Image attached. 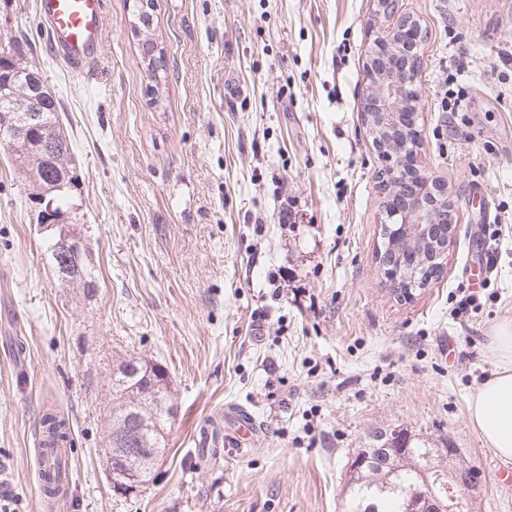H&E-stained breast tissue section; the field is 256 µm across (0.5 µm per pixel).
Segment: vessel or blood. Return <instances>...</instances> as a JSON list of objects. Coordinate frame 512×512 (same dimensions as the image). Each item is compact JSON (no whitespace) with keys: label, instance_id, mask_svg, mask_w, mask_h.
Instances as JSON below:
<instances>
[{"label":"vessel or blood","instance_id":"1","mask_svg":"<svg viewBox=\"0 0 512 512\" xmlns=\"http://www.w3.org/2000/svg\"><path fill=\"white\" fill-rule=\"evenodd\" d=\"M106 0H36L50 51L72 74L88 72L103 45Z\"/></svg>","mask_w":512,"mask_h":512}]
</instances>
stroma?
<instances>
[{
    "label": "stroma",
    "instance_id": "stroma-1",
    "mask_svg": "<svg viewBox=\"0 0 512 512\" xmlns=\"http://www.w3.org/2000/svg\"><path fill=\"white\" fill-rule=\"evenodd\" d=\"M396 4L425 32L420 164L457 203L445 270L409 301L375 258L382 163L361 113L376 0H157L156 84L128 0H107L82 80L52 58L35 0H0V41H21L59 101L100 270L90 298L61 282L29 173L0 151V512H345L348 457L396 427L460 449L479 512H512V463L467 414L512 324V0ZM132 358L165 368L175 416L125 498L102 450L112 367ZM50 408L72 439L53 509L36 461ZM238 409L257 422L239 446Z\"/></svg>",
    "mask_w": 512,
    "mask_h": 512
}]
</instances>
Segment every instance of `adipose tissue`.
Listing matches in <instances>:
<instances>
[{
    "label": "adipose tissue",
    "mask_w": 512,
    "mask_h": 512,
    "mask_svg": "<svg viewBox=\"0 0 512 512\" xmlns=\"http://www.w3.org/2000/svg\"><path fill=\"white\" fill-rule=\"evenodd\" d=\"M493 355L500 367L471 395L468 419L502 461L512 462V326L498 331Z\"/></svg>",
    "instance_id": "ef3b65f1"
}]
</instances>
